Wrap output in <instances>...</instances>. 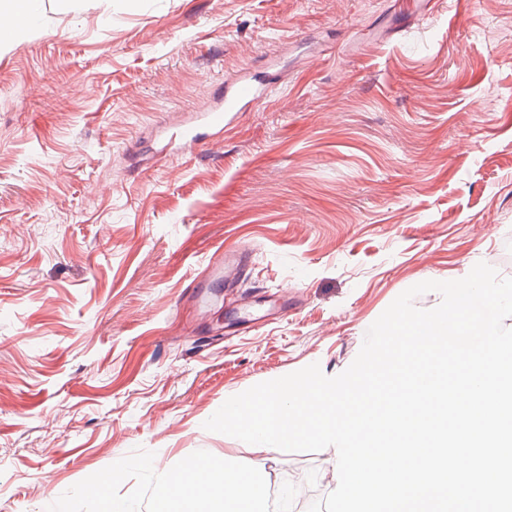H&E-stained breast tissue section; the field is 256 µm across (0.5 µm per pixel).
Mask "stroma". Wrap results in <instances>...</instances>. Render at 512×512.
Returning a JSON list of instances; mask_svg holds the SVG:
<instances>
[{"instance_id": "stroma-1", "label": "stroma", "mask_w": 512, "mask_h": 512, "mask_svg": "<svg viewBox=\"0 0 512 512\" xmlns=\"http://www.w3.org/2000/svg\"><path fill=\"white\" fill-rule=\"evenodd\" d=\"M437 9L38 0L0 52V512L138 449L245 458L203 427L224 400L343 372L417 283L512 278V0ZM244 75L267 91L221 137L161 151ZM333 455L271 447L264 478L324 498Z\"/></svg>"}]
</instances>
